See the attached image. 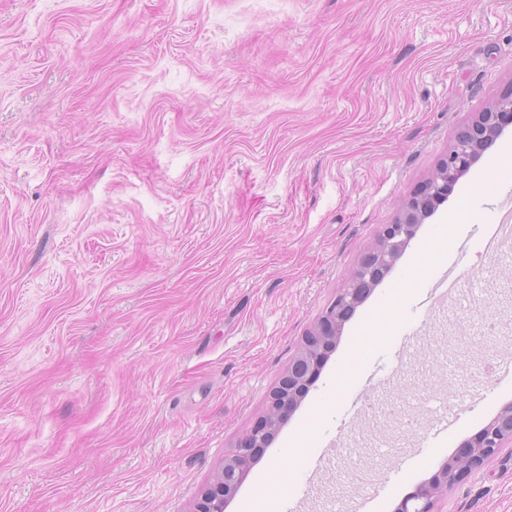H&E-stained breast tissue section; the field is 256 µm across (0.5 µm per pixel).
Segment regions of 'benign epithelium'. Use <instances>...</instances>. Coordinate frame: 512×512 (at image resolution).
<instances>
[{
	"mask_svg": "<svg viewBox=\"0 0 512 512\" xmlns=\"http://www.w3.org/2000/svg\"><path fill=\"white\" fill-rule=\"evenodd\" d=\"M512 121V92L478 113L477 118L457 134L454 143L426 184L402 205L396 220L384 226L377 241L364 250L347 288L318 318L305 336L303 346L273 391L261 423L239 442L235 453L225 459L213 481L205 488L194 512H224V500L232 496L250 460L269 446L274 431L292 415L299 400L315 383L329 347L336 344L345 319L364 300L366 287L379 282L415 236L420 224L448 198V187L469 170L480 156L486 139L497 136L503 121ZM512 446V405L500 412L472 439L450 457L428 482L406 497L396 512H435L441 493L480 469L501 449Z\"/></svg>",
	"mask_w": 512,
	"mask_h": 512,
	"instance_id": "1",
	"label": "benign epithelium"
}]
</instances>
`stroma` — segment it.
<instances>
[{
	"mask_svg": "<svg viewBox=\"0 0 512 512\" xmlns=\"http://www.w3.org/2000/svg\"><path fill=\"white\" fill-rule=\"evenodd\" d=\"M511 85L512 0H0V512H192L363 251ZM505 143L512 126L224 512H395L512 403V265L478 249L512 224ZM464 239L478 292L428 316ZM413 330L377 396L418 427L345 418ZM435 509L512 512V450Z\"/></svg>",
	"mask_w": 512,
	"mask_h": 512,
	"instance_id": "stroma-1",
	"label": "stroma"
}]
</instances>
